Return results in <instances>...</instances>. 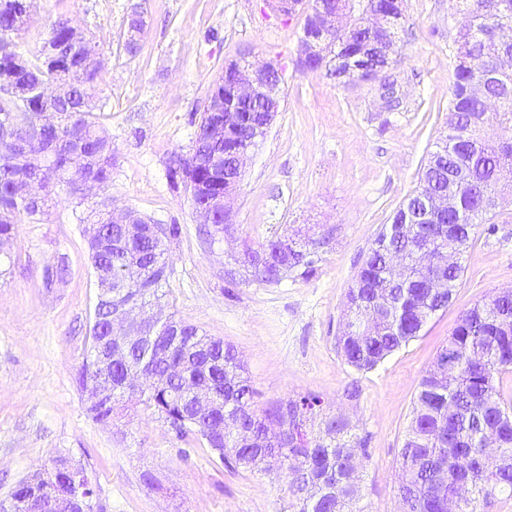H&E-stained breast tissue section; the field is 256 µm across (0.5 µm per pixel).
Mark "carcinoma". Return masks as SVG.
<instances>
[{"label": "carcinoma", "instance_id": "cac0c4a2", "mask_svg": "<svg viewBox=\"0 0 512 512\" xmlns=\"http://www.w3.org/2000/svg\"><path fill=\"white\" fill-rule=\"evenodd\" d=\"M29 0H0V41L14 43L29 65L0 54V83L27 88L25 98L0 94V249L17 233V224L46 214L59 192H75L83 177H92L97 189L112 182V139L94 117V84L102 66L100 53L89 39L77 37L60 15L50 21L42 38L47 61L27 50L19 36L28 31ZM512 24V0H466L463 24L475 31L502 21ZM146 22L127 21L123 48L134 56L140 49ZM363 32L344 26L331 35L324 52L342 47L354 53ZM512 58V40L479 46L455 65L449 111L457 118L455 132L444 136L431 156L437 158L423 175L443 189L455 188L453 175L465 170L476 192L460 198L463 222L456 213L437 224H419L406 199L382 230L385 245L371 247L346 295L345 320L363 319L365 332L341 330L336 346L342 359L358 371L374 369L389 355L420 336L430 319L446 308L462 274V266L406 265L394 278L388 270L392 252L413 251L424 245L447 246L457 253L467 248L480 224L498 217L487 197L512 192L497 181L502 169L512 170V69L497 71L495 58ZM69 87L66 100L48 101L43 86ZM53 113L52 123L35 126L30 115ZM203 110L191 151L200 164L193 182L181 180L184 156L168 164L171 189H183L194 210H203L209 198L224 188V179L236 175L233 150L251 142L261 115L251 113L242 123L213 139L209 127L222 119ZM494 125L490 135L486 128ZM88 225V247L94 284L98 290L91 326V345L110 336L109 297L123 294L129 307L144 313L130 324L137 336L151 338L153 347L112 348V402L88 407L93 418L112 420L123 398L134 400L166 422H181L180 439L206 445L221 463L237 471L259 461H273L288 470L293 512H365L361 506L359 470L347 468V458L358 452L368 459L366 440L342 417L322 414L315 395L278 400L258 409L245 368L233 346L200 332L199 327L175 319L156 323L150 311L166 296L171 271L167 243L180 234L177 224H154L144 217L138 231L127 232L112 223L108 201L102 197L77 216ZM286 235L271 238L259 248H245L237 262L247 265L252 280L277 284L296 268L314 270L309 246ZM435 360L450 366L430 369L420 380L410 422L400 453V499L411 512H445L448 498H457L456 512H479L477 503L502 497L512 500V403L500 389V377L512 370V297L489 296L464 312ZM153 366L161 384L127 395L120 385L129 371ZM209 386L216 391V407L198 412L190 407L185 387ZM487 431L496 435L499 455L490 465L468 470L481 451Z\"/></svg>", "mask_w": 512, "mask_h": 512}]
</instances>
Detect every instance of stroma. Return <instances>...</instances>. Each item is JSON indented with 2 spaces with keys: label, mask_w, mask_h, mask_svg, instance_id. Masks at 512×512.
Masks as SVG:
<instances>
[{
  "label": "stroma",
  "mask_w": 512,
  "mask_h": 512,
  "mask_svg": "<svg viewBox=\"0 0 512 512\" xmlns=\"http://www.w3.org/2000/svg\"><path fill=\"white\" fill-rule=\"evenodd\" d=\"M135 2L32 0L25 38L35 42L63 15L99 49L96 115L115 157L106 195L115 207L181 227L168 244L163 315L233 345L257 408L314 394L324 413L348 419L370 448L363 506L401 512L399 453L419 381L463 312L512 289V200L503 199L495 223L477 227L451 303L419 338L359 372L335 337L363 259L448 130L461 0H404L391 110L380 82L343 85L321 70H296L304 13L285 20L265 0H143L148 27L131 56L123 31ZM244 52L281 70L282 102L245 163L232 235L206 244L187 194L169 189L167 166L188 153L192 115L225 63ZM80 202L61 194L48 215L18 225L0 273V500L63 456L85 468L93 512H292L286 469L230 471L139 407L109 423L88 412L76 373L88 355L96 288L76 222ZM284 234L320 240L313 273L252 281L237 262L245 245Z\"/></svg>",
  "instance_id": "obj_1"
}]
</instances>
